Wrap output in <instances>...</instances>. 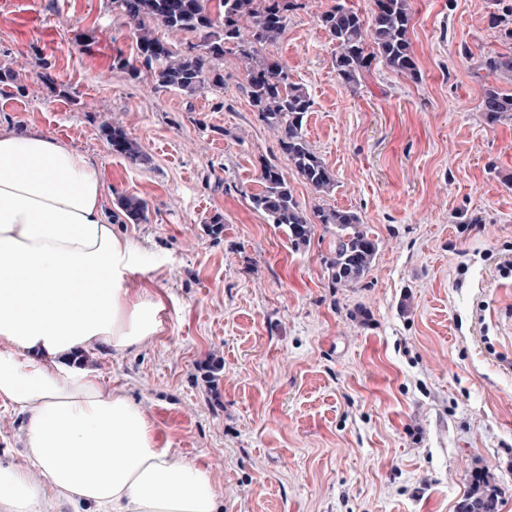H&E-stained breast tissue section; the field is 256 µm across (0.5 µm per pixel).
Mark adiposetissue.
<instances>
[{
    "instance_id": "obj_1",
    "label": "adipose tissue",
    "mask_w": 512,
    "mask_h": 512,
    "mask_svg": "<svg viewBox=\"0 0 512 512\" xmlns=\"http://www.w3.org/2000/svg\"><path fill=\"white\" fill-rule=\"evenodd\" d=\"M139 257L92 159L37 128H0V403L26 418L28 460L0 467V512H218L210 470L74 361L161 332L162 296L133 280Z\"/></svg>"
}]
</instances>
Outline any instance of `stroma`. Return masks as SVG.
I'll list each match as a JSON object with an SVG mask.
<instances>
[{
    "instance_id": "obj_1",
    "label": "stroma",
    "mask_w": 512,
    "mask_h": 512,
    "mask_svg": "<svg viewBox=\"0 0 512 512\" xmlns=\"http://www.w3.org/2000/svg\"><path fill=\"white\" fill-rule=\"evenodd\" d=\"M339 2L371 7L301 0L266 49L311 96L303 129L330 194L295 174L236 55L217 63L223 86L193 95L115 67L136 38L112 0H0V126H35L97 163L116 226L142 247L136 277L165 308L151 344L81 362L210 469L219 512H457L478 471L512 512V120L478 110L502 7L411 0L419 80L375 62L353 92L318 22ZM116 120L148 164L113 153L101 126ZM267 161L306 211H354L378 238L358 287L331 286V234L296 250L255 210ZM132 196L146 221L117 212ZM24 426L0 404L1 465L24 464Z\"/></svg>"
}]
</instances>
